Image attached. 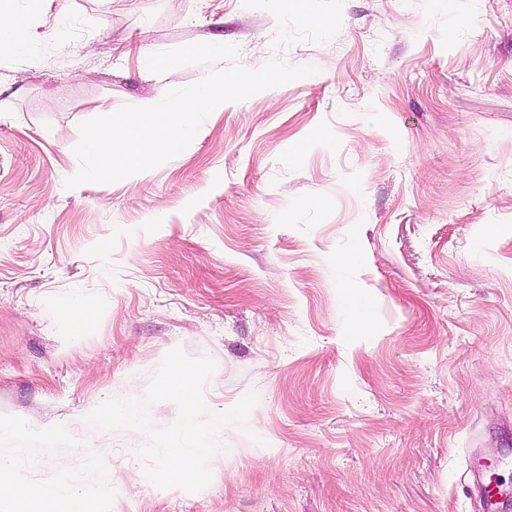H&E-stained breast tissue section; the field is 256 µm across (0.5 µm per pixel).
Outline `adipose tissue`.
Here are the masks:
<instances>
[{
  "label": "adipose tissue",
  "instance_id": "1",
  "mask_svg": "<svg viewBox=\"0 0 512 512\" xmlns=\"http://www.w3.org/2000/svg\"><path fill=\"white\" fill-rule=\"evenodd\" d=\"M0 493L7 495L12 512H104L106 500L104 494L86 492L63 498L49 484L35 490L28 489L2 461Z\"/></svg>",
  "mask_w": 512,
  "mask_h": 512
}]
</instances>
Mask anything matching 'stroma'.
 <instances>
[{
  "label": "stroma",
  "instance_id": "obj_1",
  "mask_svg": "<svg viewBox=\"0 0 512 512\" xmlns=\"http://www.w3.org/2000/svg\"><path fill=\"white\" fill-rule=\"evenodd\" d=\"M0 460L111 512H480L512 453V0H345L316 72L213 111L190 145L66 188L82 122L205 76L148 55H274L242 0H0ZM357 294L369 322L352 324ZM92 310L81 338L64 303ZM211 358L226 426L201 491L160 489L147 436L86 418L143 398L175 348ZM473 468L479 477L478 489L483 512H499L503 502L501 499L508 496V490L506 488L502 489V485L497 480V477L492 478L483 469L482 465H474Z\"/></svg>",
  "mask_w": 512,
  "mask_h": 512
}]
</instances>
